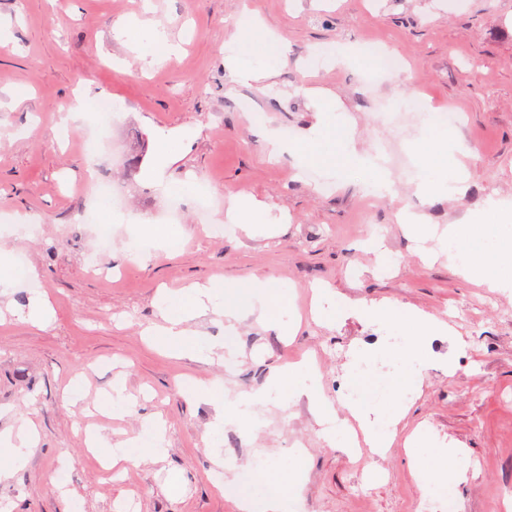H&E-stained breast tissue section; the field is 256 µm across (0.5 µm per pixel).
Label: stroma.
<instances>
[{"instance_id":"obj_1","label":"stroma","mask_w":512,"mask_h":512,"mask_svg":"<svg viewBox=\"0 0 512 512\" xmlns=\"http://www.w3.org/2000/svg\"><path fill=\"white\" fill-rule=\"evenodd\" d=\"M128 17L167 27L182 53L171 65H144L112 35ZM260 20L288 45L273 77L232 83L225 45L238 25ZM374 45L406 59L397 78L368 60L325 61L339 46ZM22 88V100L10 91ZM336 97L353 120L360 150L380 152L394 181L391 195H374L363 172L328 177L298 168L291 156L271 159L265 133L302 139L318 114L305 90ZM459 113L448 129L469 174L464 196H419L412 182L414 146L424 130L409 111L414 95ZM110 98L109 140L96 124L79 121L57 139L58 116L74 95ZM190 129L194 138L170 166L195 177L208 196V219L197 200L179 201V252L145 253L136 225H110L111 244L99 247V227L82 215L93 208L95 173L119 189L121 211L162 222L170 204L142 169L126 163L140 151L151 163L156 130ZM253 196L280 218L274 235H250L225 224L233 194ZM512 196V0H0V251L35 266L38 287L53 307L47 330L22 319L29 285L5 302L0 324V432L32 422L39 442L26 465L0 478V507L10 512H237L214 485L206 438L215 407L182 392L188 381L224 384L229 395L266 386L298 358H315L320 385L334 406L348 391L350 354L374 351L387 325L366 320L360 304L417 307L440 320L461 315L453 329L465 354L449 358L447 337H428L424 380L398 426L400 442L387 454L356 464L330 447L307 397L258 408L261 427H224L223 450L236 459L234 475L288 466L302 489L293 512H411L419 484L433 473L426 449L404 444L414 429L463 449L465 481L456 484V512H499L497 497L512 485V296L484 307L485 290L449 267L422 262L397 221L401 210L442 227L468 223L491 195ZM33 233L10 231L17 216ZM222 226L207 234L206 224ZM380 237L397 266L381 273L364 249ZM271 276L296 297L302 324L290 342L244 317L228 327L209 314L191 328L215 342L232 338L234 362L175 359L148 347L144 330L160 323L161 290L232 286ZM325 285L349 303L326 324L310 312L313 287ZM83 376V398L68 388ZM122 379L137 405L104 415L93 404ZM159 414L168 452L157 464L106 472L86 448L88 431L113 442L137 435L143 417ZM69 497L49 486L59 469ZM371 491L360 494L361 483Z\"/></svg>"}]
</instances>
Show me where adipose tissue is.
Listing matches in <instances>:
<instances>
[{"instance_id": "ef3b65f1", "label": "adipose tissue", "mask_w": 512, "mask_h": 512, "mask_svg": "<svg viewBox=\"0 0 512 512\" xmlns=\"http://www.w3.org/2000/svg\"><path fill=\"white\" fill-rule=\"evenodd\" d=\"M114 34L140 60L149 64H171L178 58L177 46L163 30H146L136 22L126 20L115 27ZM230 42L224 66L233 80L241 84L271 77L288 53L285 44L275 41L263 25L255 22L239 27ZM307 94L317 103L320 116L305 145L288 144L272 137L267 141L270 156L287 154L335 172L364 167L373 175L372 186L376 194L391 192L388 171L375 157L357 148L352 125L337 114L335 99L316 88L308 89ZM191 138L192 133L188 130H160L155 134L156 149L145 177L165 196L188 199L200 190L195 178L172 180L166 176L167 168ZM417 153V190L424 194H465L468 173L448 144L447 127H432L429 135L419 143ZM485 210L496 215V223L488 224L482 217H474L466 237L461 234V225L441 228L424 224L417 214L406 209L399 212L397 219L415 242L421 257H446L465 279L493 291L505 292L512 289V199L489 198ZM224 218L227 223L247 232L269 231L276 224L264 206L248 195L231 197ZM284 299L279 281L272 277L252 279L231 287L225 286L223 281L213 280L203 286L169 290L158 299L160 323L148 328L146 334L171 357L209 359L213 357L216 345L209 336L190 329V320L212 312L236 322L248 314L259 324L285 336L294 329V312L284 309ZM409 441L428 448L436 464L438 479L451 482L466 479L468 466L463 453L437 447L419 431L414 432ZM37 443L38 432L29 423L17 431L0 433V473L5 475L25 466L31 448ZM88 445L107 468L131 459L155 462L167 452L165 423L152 415L145 419L141 434L128 439L126 444H113L108 435L95 432L90 435ZM258 480L265 487L262 499H239V512H288L289 497L300 492L298 477L286 472L264 473Z\"/></svg>"}]
</instances>
